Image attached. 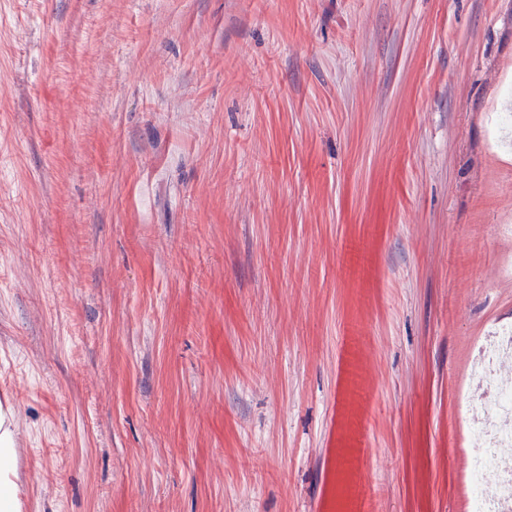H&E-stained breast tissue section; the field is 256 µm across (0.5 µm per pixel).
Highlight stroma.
<instances>
[{"label": "stroma", "instance_id": "1", "mask_svg": "<svg viewBox=\"0 0 512 512\" xmlns=\"http://www.w3.org/2000/svg\"><path fill=\"white\" fill-rule=\"evenodd\" d=\"M504 98L512 0H0L20 512H467Z\"/></svg>", "mask_w": 512, "mask_h": 512}]
</instances>
